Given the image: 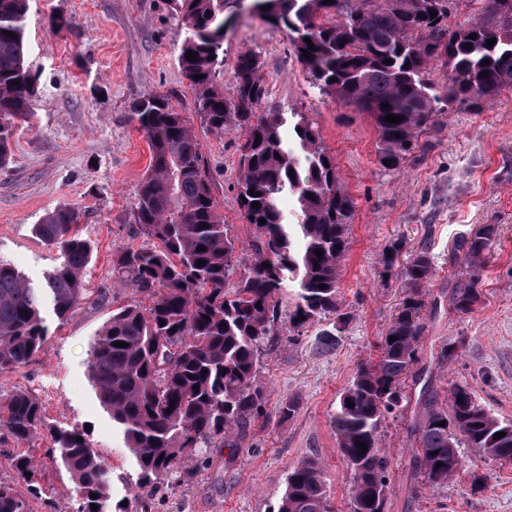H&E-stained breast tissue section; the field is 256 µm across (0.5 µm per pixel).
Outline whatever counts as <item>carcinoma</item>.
I'll return each instance as SVG.
<instances>
[{
  "label": "carcinoma",
  "instance_id": "1",
  "mask_svg": "<svg viewBox=\"0 0 512 512\" xmlns=\"http://www.w3.org/2000/svg\"><path fill=\"white\" fill-rule=\"evenodd\" d=\"M247 1L264 23L288 32L294 54L322 94L371 117L377 159L389 171L399 168L442 105L477 106L512 87V0H478V20L455 30L448 28V14L458 0H175L186 30L178 62L198 113L212 132L242 133L236 195L254 233L252 260L240 271L236 239L217 209L198 138L168 100L141 98L143 106L131 108V120L147 135L151 158L134 223L154 243L119 249L112 263L119 281L147 296L149 304L133 299L113 310L88 362L98 401L122 434L139 486L167 475L185 482L193 472L184 460L205 461L210 448H238L247 423L266 413L267 395L256 377L272 337L282 335L292 345L308 326L329 319L333 330L321 333V343L332 344L351 318L340 298V273L355 204L320 130L295 112L300 153L284 144L283 113L258 111L266 87L252 52L238 59L235 98H224L215 82L224 65L225 26ZM28 2L0 0V168L8 164L14 128L33 117L35 85L25 64ZM306 37L315 47L307 57ZM492 38L496 43L490 46L486 40ZM189 51L197 53L196 60L188 59ZM435 63L446 68L443 92L429 76ZM389 114L404 120L390 123ZM285 194L295 201L296 224L285 223L279 209ZM254 201L259 207H252ZM80 221L78 210L60 206L36 225L40 239L63 258L47 271L42 287L0 263V371L26 364L42 349L45 306L62 319L90 296L85 271L92 248L78 233ZM498 239L496 224H479L461 237L452 312L467 315L481 303L484 262ZM403 250L400 239L385 246L384 272L395 267ZM400 274L405 295L377 344L378 356L357 364L332 418L350 475L351 512H384L391 482L382 424L408 407L405 381L419 362L424 288L433 275L428 251L410 255ZM288 287L294 306L284 321L280 294ZM392 336L397 340L389 341ZM116 341L128 346L116 347ZM455 357L457 347L443 344L436 365L446 369ZM45 426L42 405L31 393L0 397V431L15 443L33 444ZM411 427L430 488L447 484L461 468L463 442L485 457L512 463V422L500 421L465 385L452 384L443 400L424 387ZM498 432L505 436L494 438ZM53 434L52 451L74 484L68 512H126L119 503L110 505L105 462L84 434L58 428ZM361 442L367 446L363 454ZM10 465L25 491L0 481V512H30L29 498L41 494L35 461L20 452ZM277 512H334L319 458L307 457L288 470Z\"/></svg>",
  "mask_w": 512,
  "mask_h": 512
}]
</instances>
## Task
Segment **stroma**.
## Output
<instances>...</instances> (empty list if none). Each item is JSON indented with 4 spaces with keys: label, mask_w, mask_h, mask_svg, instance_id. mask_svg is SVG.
I'll return each mask as SVG.
<instances>
[{
    "label": "stroma",
    "mask_w": 512,
    "mask_h": 512,
    "mask_svg": "<svg viewBox=\"0 0 512 512\" xmlns=\"http://www.w3.org/2000/svg\"><path fill=\"white\" fill-rule=\"evenodd\" d=\"M71 24L55 33L51 17ZM185 31L174 0H29L26 61L37 78L32 126L16 129L12 156L0 169V261L32 283L61 261L35 226L60 206L79 210L80 234L93 247L86 273L89 298L60 320L45 310L47 340L22 367L0 371V394L35 395L50 424L35 442L41 496L31 512H63L73 483L50 455L51 428H83L110 474L112 501L140 512L142 500L160 501L162 512H275L288 470L310 455L328 473L335 512H349V472L337 447L332 417L356 365L375 356L404 297L397 274H384L383 248L402 239L407 253L427 249L434 274L425 289V331L406 391L417 400L422 385H467L476 400L502 421L512 420V88L478 108L453 107L424 129L397 170L377 161L370 118L313 87L284 29L241 14L224 39V65L216 81L225 98L235 95L240 54H258L267 112H302L316 122L336 159L345 190L355 202L349 250L342 263L341 300L353 318L334 345L319 342L311 326L294 346H272L257 383L269 393L267 416L245 430L236 454L210 451L207 466L180 483L160 477L135 484V465L97 400L87 363L93 340L113 309L134 299L133 288L112 274L120 248L149 245L133 222L136 190L150 160L145 133L129 118L131 104L164 96L182 112L202 149L218 210L248 262L253 228L236 200L242 136L205 129L182 77L178 53ZM479 224L500 227L483 271V301L475 312L455 315L448 303L462 258L455 242ZM464 346L447 372L435 356L443 343ZM301 401L289 421L276 416L285 398ZM409 419L383 424L392 490L385 512H512V464L461 447L463 464L448 484L423 486ZM486 475L484 486L473 482Z\"/></svg>",
    "instance_id": "obj_1"
}]
</instances>
